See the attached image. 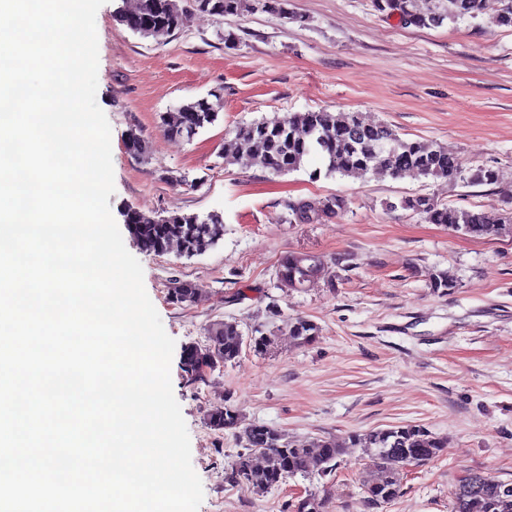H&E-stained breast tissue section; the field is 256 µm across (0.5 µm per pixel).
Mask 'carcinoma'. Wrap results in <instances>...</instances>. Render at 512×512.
<instances>
[{"instance_id": "carcinoma-1", "label": "carcinoma", "mask_w": 512, "mask_h": 512, "mask_svg": "<svg viewBox=\"0 0 512 512\" xmlns=\"http://www.w3.org/2000/svg\"><path fill=\"white\" fill-rule=\"evenodd\" d=\"M224 15L219 21L235 18L253 10H269L279 6L277 0H222ZM379 10L398 13L406 26L417 28L439 27L447 19L478 20L489 18L496 25L512 29V0H448L440 12L421 14L415 9L414 0H377ZM140 11L155 25L175 35L181 30L180 11L156 14L153 0H139ZM208 111L197 100L176 108L182 122L172 126L162 121L163 132L172 139L182 137L181 127L193 123L203 129L218 119L220 105L213 103ZM235 139L250 145L245 154L233 151L224 153V162L246 168H259L276 175H285L305 169L308 158L317 154L325 162V169L309 172L315 180L320 174L341 177H362L368 173L397 178L413 173L423 178H455L461 173L459 159L448 153L442 145L420 139L402 137L386 123H367L356 112H328L307 110L290 112L285 117L261 118L244 123L235 129ZM347 208V200L339 195L320 198L287 200L284 202V223L314 224L322 218L337 215ZM390 211L407 210L420 215L431 224H442L449 230L482 237L507 227L512 228V211L499 209H461L437 202L434 198L418 194L404 197L398 202L386 203ZM124 223L140 248L148 253L165 252L167 241L178 239L183 251L192 256L213 248L224 235V224L217 214L201 217L197 214L172 212L167 215L123 211ZM325 270L324 259L319 255L293 252L281 258L277 278L292 288L302 287ZM429 286L434 290L449 291L456 287L453 275L439 272L430 276ZM197 294L196 285L182 282L175 289L171 303L188 306ZM288 335L301 344L310 343L318 334V326L305 317H291L286 323ZM206 333L211 336V349L190 345L184 349L183 371L191 383L203 380L199 365L212 354L215 363L224 365L235 361L242 353L244 334L232 321L211 323ZM210 426L217 430L238 427L239 413L231 405L209 415ZM245 452L239 454L228 478L237 482L243 471H248L250 486L258 493L278 486L290 476L305 474L314 468L322 473L338 466L343 449L336 441L327 439L316 442L315 447L325 449V456L314 461L309 449L302 444L287 441L277 430L264 424H251L243 430ZM349 447L364 448L376 469L375 477L364 485L365 503L378 507V501L388 495L394 499L401 492L399 457L406 451H415L416 465L421 466L436 457L446 447L444 438L422 425H406L391 430H381L365 437L349 438ZM264 450L272 458V465L263 469L249 468L250 456ZM451 512H512V481L498 484L482 479V473L473 472L456 487Z\"/></svg>"}]
</instances>
